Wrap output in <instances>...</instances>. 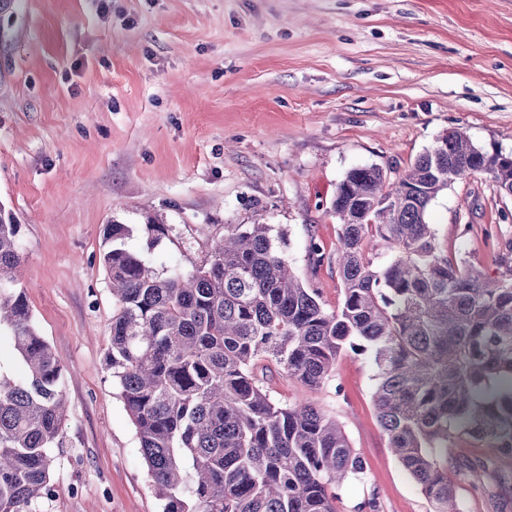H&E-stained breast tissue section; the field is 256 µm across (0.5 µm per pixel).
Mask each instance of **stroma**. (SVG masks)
I'll return each instance as SVG.
<instances>
[{
  "label": "stroma",
  "instance_id": "stroma-1",
  "mask_svg": "<svg viewBox=\"0 0 512 512\" xmlns=\"http://www.w3.org/2000/svg\"><path fill=\"white\" fill-rule=\"evenodd\" d=\"M454 128L512 154V0H0V204L20 226L21 286L67 399L44 512H162L105 362L106 225H127L125 248L156 270L184 272L225 225H271L333 308L338 184L370 165L396 180ZM152 218L167 227L154 244ZM428 221L449 252L502 272L512 197L489 177L441 192ZM374 385L351 353L319 390L269 383L276 400L335 414L361 453L344 512L373 495L380 512H429L377 421ZM489 458L493 490L462 472ZM448 475L463 512H512V456L459 434Z\"/></svg>",
  "mask_w": 512,
  "mask_h": 512
}]
</instances>
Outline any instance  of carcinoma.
Masks as SVG:
<instances>
[{
  "mask_svg": "<svg viewBox=\"0 0 512 512\" xmlns=\"http://www.w3.org/2000/svg\"><path fill=\"white\" fill-rule=\"evenodd\" d=\"M486 174L512 196V155L459 128L395 181L350 170L331 212L342 301L326 307L268 224H226L191 273L159 272L104 228L115 307L107 364L136 429L163 512H341L338 489L364 461L312 402L283 404L274 373L311 390L350 351L368 354L389 448L431 512H462L448 441L463 434L512 455V264L491 278L448 255L426 213L456 181ZM19 224L0 213V337L23 370L0 371V512H41L63 447L64 375L18 287ZM390 251L377 262L367 237Z\"/></svg>",
  "mask_w": 512,
  "mask_h": 512,
  "instance_id": "1",
  "label": "carcinoma"
}]
</instances>
